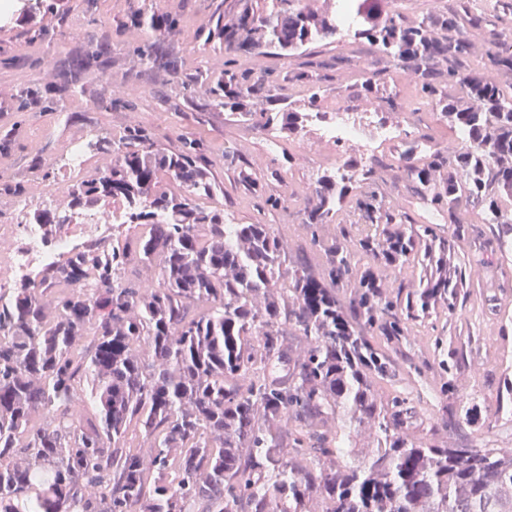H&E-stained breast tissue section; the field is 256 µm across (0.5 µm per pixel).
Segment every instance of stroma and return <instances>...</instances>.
I'll list each match as a JSON object with an SVG mask.
<instances>
[{
	"label": "stroma",
	"mask_w": 512,
	"mask_h": 512,
	"mask_svg": "<svg viewBox=\"0 0 512 512\" xmlns=\"http://www.w3.org/2000/svg\"><path fill=\"white\" fill-rule=\"evenodd\" d=\"M132 2L101 0L93 7L87 0H67L63 11L46 13L42 22L45 37L38 41L33 40L30 30L17 27L13 19L0 18L2 88L14 90L27 76L26 70L10 66L12 57L30 52L56 56L67 53L80 44L76 31L91 35L87 22L103 11L112 23L109 75L113 83L146 90L136 110L118 106L104 117L87 111L82 101L69 102L67 110L82 113L83 118L59 126L55 125L52 115L42 112L40 107L21 114L16 112L13 100L0 102V128L16 123L21 126L14 151L0 159V169L29 185V201H51L65 190L67 182L62 177L52 183L42 181L33 162L39 149H46L52 162H60L67 141L78 135H89L100 121L116 135L129 125H140L168 146L175 145L178 136L183 135L198 140L204 154L212 161L214 176L224 186L214 203L223 208L226 220L236 224L261 220L276 225L288 242L289 260L302 259L313 268H321L323 253L311 246L305 216L294 200L306 194L317 176L335 172L342 151L327 144L318 160L302 159L301 141L318 137L313 127L305 129L298 138L280 137L276 148H269L267 131L254 117L213 108L205 90L208 76L224 68V50L206 42L203 27L215 9L238 12L241 0H153L154 6L181 21L178 72L170 76L155 75L134 65L129 58V47L145 36L144 30L130 21ZM470 5L471 13L483 17L480 25L467 29L474 46L470 66L479 70L490 47L492 30L512 27V14L501 12L497 0H470ZM316 62L325 63L327 75L320 85V111L333 114L337 106L347 100L363 118L370 114L365 105L374 97L378 103L371 114L378 120L391 122L403 115L407 118V134L418 133L438 143L451 139L447 123L436 112H411L410 104L415 96L413 84L369 43L339 36L330 44L312 46L295 56L249 53L239 57L241 68L271 73L277 82L279 104L296 107L301 106L306 95L304 76ZM373 71L381 72L382 80L369 91L365 82ZM189 78L196 83L195 94L190 98L185 97L182 87L183 80ZM377 157L382 162L380 188L387 202L394 206L404 203L413 192V183L404 167L387 150H379ZM255 180L269 193L292 199V206L259 214V200L250 189ZM463 219L469 228L468 257L486 262L481 271L482 287L465 289L454 313L442 311L416 323L411 335L400 344L377 337V344L395 360L396 377L391 381H375L374 388L382 396L402 393L409 397L422 418L414 429L415 434L433 428L437 431V440L451 446L480 440L497 448H512V414L501 409L499 401L507 383L512 381V251L499 253L487 246L489 230L481 206L468 205ZM452 355L458 359L457 373L452 380L455 393L443 398L439 395L438 365ZM461 395L478 404V421L460 424L452 431L443 430L445 420L461 415L457 401Z\"/></svg>",
	"instance_id": "1"
}]
</instances>
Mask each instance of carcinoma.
I'll use <instances>...</instances> for the list:
<instances>
[{
  "label": "carcinoma",
  "instance_id": "cac0c4a2",
  "mask_svg": "<svg viewBox=\"0 0 512 512\" xmlns=\"http://www.w3.org/2000/svg\"><path fill=\"white\" fill-rule=\"evenodd\" d=\"M387 18L367 21L369 0H349L366 39L410 75L420 97L466 142L450 152L401 157L418 201L398 209L377 192L380 162L352 178L322 174L303 199L311 244L323 248L316 272L288 265L273 224H226L206 207L220 187L196 147L178 136L164 148L138 125L115 137L93 130L88 146L106 165L75 175L64 210L120 203L127 230L108 244L88 238L44 266L30 282L0 289V512H512V453L486 444L450 448L407 433L408 398L380 399L372 378L395 375L374 337L401 340L438 309L452 313L473 285L461 257L470 204L483 207L499 250H512V96L487 74L465 67L473 44L459 24L467 10L435 5L410 24L400 0H378ZM132 20L147 30L130 56L153 72L177 71L170 33L179 20L141 6ZM98 39L56 58L58 82L15 91L16 110L39 104L65 124L61 102L85 96L89 80L112 68L108 19H93ZM336 12L301 0L244 8L232 25L218 18L209 40L224 47V70L209 79L212 105L244 110L263 127L292 137L318 107V77L306 76L299 109L254 102L258 81L240 69V52L289 56L336 36ZM487 67L512 73V29L494 34ZM458 92L450 97L445 86ZM105 83L92 109L112 111ZM167 177L180 194L160 186ZM359 220L328 242L348 193ZM25 182L0 176V198L23 199ZM448 215V227L419 224L412 208ZM47 233L65 223L52 210ZM421 267L393 293L377 269ZM351 287L349 306L336 290ZM305 346L294 354L288 331ZM50 418L43 419L44 414ZM148 444L126 448L130 428ZM367 428L376 450L352 461L355 432Z\"/></svg>",
  "mask_w": 512,
  "mask_h": 512
}]
</instances>
